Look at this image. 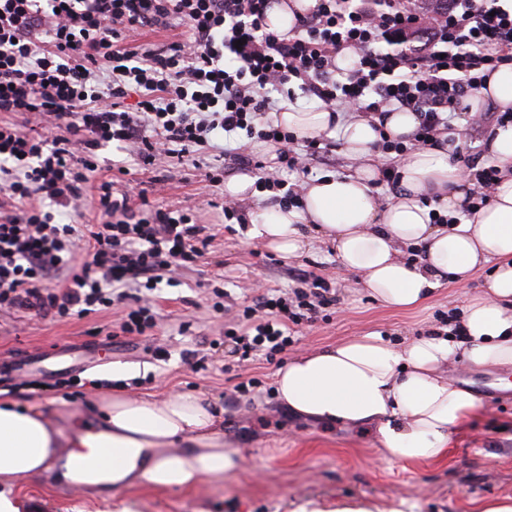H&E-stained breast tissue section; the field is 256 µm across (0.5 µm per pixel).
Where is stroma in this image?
<instances>
[{"label":"stroma","mask_w":512,"mask_h":512,"mask_svg":"<svg viewBox=\"0 0 512 512\" xmlns=\"http://www.w3.org/2000/svg\"><path fill=\"white\" fill-rule=\"evenodd\" d=\"M223 194V188L210 186L203 171L187 166L158 197L162 204L196 208L200 223L220 231L207 263L181 270L178 285L162 286L152 337L119 335L117 317L109 311L61 321L0 312V396L21 406H41L65 429L106 392L142 398L202 392L223 408L224 443L242 450L243 471L232 479L205 480L176 491L135 487L109 497L48 477L28 480L13 489L27 512H486L512 506V391L498 389L500 371L451 369L458 385L484 390L487 399L451 434L443 460L407 464L386 458L373 430L288 412L275 394L277 365L260 357L238 363L229 340L217 349L209 346L232 320L214 308L216 287L239 303L252 297L257 284L294 287L303 269L336 289L335 314L303 327L282 355L287 361L308 349L373 332L406 343L437 327V314L465 309L482 292L488 268L462 284L443 280L414 309L387 308L361 288L357 276L337 274L327 245L288 260L250 239L246 228L223 231L222 212L207 205ZM187 320L193 321L194 333L180 335ZM156 345L168 350L167 360L155 357ZM187 350L205 355L207 370L194 371L183 358ZM232 363L236 371L225 372ZM70 378L82 382V397L69 398L61 388V381ZM251 378L255 387L238 392L237 384Z\"/></svg>","instance_id":"35a3bbf8"}]
</instances>
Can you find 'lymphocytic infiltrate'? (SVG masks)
<instances>
[{
  "instance_id": "f902f5d3",
  "label": "lymphocytic infiltrate",
  "mask_w": 512,
  "mask_h": 512,
  "mask_svg": "<svg viewBox=\"0 0 512 512\" xmlns=\"http://www.w3.org/2000/svg\"><path fill=\"white\" fill-rule=\"evenodd\" d=\"M273 0H0V310L83 318L121 307L119 329L146 336L157 325L153 291L204 260L213 240L193 210L132 201L126 181L91 183L98 153L127 151L140 169L167 160L205 166L211 185L247 171L281 208L300 194L287 173L332 161L331 142H297L267 119L269 91L298 82L327 109L385 122L418 121L407 138L381 135L391 156L382 180L399 182L413 150L454 143L457 125L482 134L512 125V112H474L471 99L512 65V0H316L287 36L270 31ZM182 31L173 42L128 46L144 29ZM354 54L339 67L342 51ZM277 144L268 167L218 134ZM100 223L82 224L84 207ZM87 240L82 262L74 247ZM313 273L243 306L226 330L241 360L267 363L297 326L336 306Z\"/></svg>"
}]
</instances>
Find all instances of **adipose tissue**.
<instances>
[{
    "label": "adipose tissue",
    "instance_id": "obj_1",
    "mask_svg": "<svg viewBox=\"0 0 512 512\" xmlns=\"http://www.w3.org/2000/svg\"><path fill=\"white\" fill-rule=\"evenodd\" d=\"M273 119L299 140L339 138L358 166L313 179L301 207L266 209L250 237L288 259L312 250L314 240L327 242L339 270L359 273L370 297L403 310L422 303L442 280L466 281L492 263L484 292L465 309L464 339L432 332L397 346L372 333L301 354L275 379L289 409L373 429L389 458H445L450 433L481 408L470 390L449 379V366L512 368V127L497 129L487 142L486 154L503 177L491 203L469 215L462 205L470 184L445 149L409 153L399 168V192L383 204L372 193L381 163L372 150L379 135L368 119L290 102ZM433 210L451 223H431ZM410 247L424 249L425 258L406 262ZM65 448L87 455L112 449L108 469L65 464L64 479L93 493L184 489L236 476L245 465L240 449L224 445L223 411L201 395L158 401L103 395L67 434L39 408L0 407V481L41 477Z\"/></svg>",
    "mask_w": 512,
    "mask_h": 512
}]
</instances>
